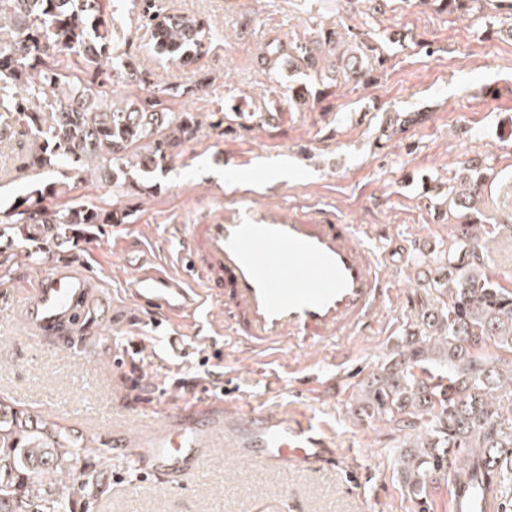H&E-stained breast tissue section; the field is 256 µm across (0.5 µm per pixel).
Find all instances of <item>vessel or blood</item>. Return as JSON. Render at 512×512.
Here are the masks:
<instances>
[{"mask_svg":"<svg viewBox=\"0 0 512 512\" xmlns=\"http://www.w3.org/2000/svg\"><path fill=\"white\" fill-rule=\"evenodd\" d=\"M172 230L183 244L186 275L137 266L129 281L133 300L169 320L209 300L223 306L225 332L253 351L287 344L311 349L349 338L392 295L368 227L261 212ZM106 305L91 276L61 263L35 279L23 300V320L34 341L53 344L94 331ZM217 448L226 450L230 464L332 469L344 472L349 485L361 484L334 436L307 413L244 415L220 390L183 398L177 410L135 436L112 432L115 465L179 484L199 474ZM499 507L484 483L451 501L453 512Z\"/></svg>","mask_w":512,"mask_h":512,"instance_id":"vessel-or-blood-1","label":"vessel or blood"}]
</instances>
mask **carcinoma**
<instances>
[{
	"mask_svg": "<svg viewBox=\"0 0 512 512\" xmlns=\"http://www.w3.org/2000/svg\"><path fill=\"white\" fill-rule=\"evenodd\" d=\"M512 13V0H433L450 14L482 12L488 2ZM112 0H0V114L39 142L28 165L54 173L20 204L0 209V226L20 237L42 224L79 233L98 224H123L129 213L107 203L69 200L58 213L48 204L87 181L112 183V194L130 195L156 177L170 158L200 132L196 113L177 107L203 86L161 85L133 61L111 60ZM150 32L143 51L160 63L190 68L212 44L211 29L195 16L167 15L152 0L142 6ZM336 31L326 28L300 44L270 43L261 61L288 57L297 78L291 99L324 93L322 57L335 56L336 74L357 83L372 80L364 42L342 52ZM119 81L145 92L109 100ZM489 174L480 164L465 168L455 192L461 224L454 251H441L429 288L448 297L422 312L418 331L400 358L367 385L368 407L407 430L409 451L401 474L409 494L421 496L430 476L453 462V481L475 473L512 474V292L484 272V228L476 204ZM509 354L481 353L488 341ZM83 469H77L78 464ZM112 464V448L97 436L72 438L60 423L0 400V512H90L99 474Z\"/></svg>",
	"mask_w": 512,
	"mask_h": 512,
	"instance_id": "obj_1",
	"label": "carcinoma"
}]
</instances>
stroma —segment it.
Masks as SVG:
<instances>
[{
    "label": "stroma",
    "instance_id": "35a3bbf8",
    "mask_svg": "<svg viewBox=\"0 0 512 512\" xmlns=\"http://www.w3.org/2000/svg\"><path fill=\"white\" fill-rule=\"evenodd\" d=\"M136 0H114L112 54L137 53L144 42ZM164 13L193 15L214 32L210 50L190 68L141 67L168 85L204 80L184 106L203 126L166 167L157 190L122 198L131 215L87 233L43 229L15 241L0 266V399L66 426L72 435L110 438L156 421L192 389L218 386L233 404L270 413L306 412L336 438L338 451L366 480L356 493L344 474L303 473L259 465L230 467L216 452L206 472L179 486L161 479L104 474L92 512H450L451 487L433 476L422 497L404 487V435L365 408L370 374L415 330L435 293L424 284L459 221L448 203L470 160L490 170L481 218H512V38L489 27L512 19L486 8L455 16L433 0H155ZM363 36L387 62L368 84L340 82L305 106L288 99L296 74L260 63L266 44L311 41L316 26ZM433 54H426V47ZM241 106L266 118L256 130L211 127L215 111ZM25 128L0 138V206L9 207L45 179L29 167ZM283 209L345 224H375L397 245L381 268L395 290L375 313L372 331L343 346L252 352L224 333V310L208 307L175 321L169 336L131 321L125 291L127 250L158 269L180 272L169 230L200 215ZM489 274L512 290V234L485 237ZM68 260L113 300L96 333L68 348L30 339L16 296L42 271Z\"/></svg>",
    "mask_w": 512,
    "mask_h": 512
}]
</instances>
